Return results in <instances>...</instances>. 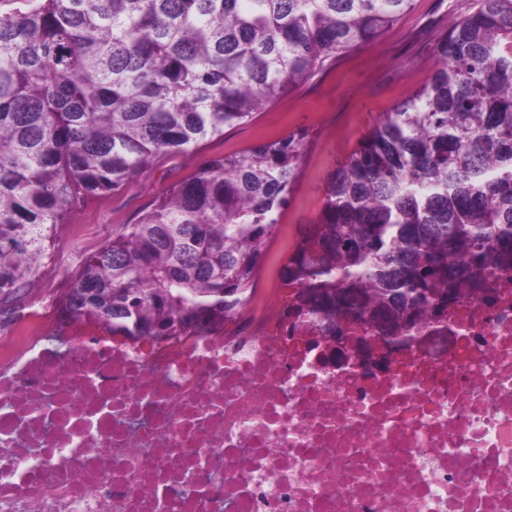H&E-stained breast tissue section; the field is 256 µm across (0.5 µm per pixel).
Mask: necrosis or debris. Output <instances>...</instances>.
I'll use <instances>...</instances> for the list:
<instances>
[{
    "label": "necrosis or debris",
    "mask_w": 512,
    "mask_h": 512,
    "mask_svg": "<svg viewBox=\"0 0 512 512\" xmlns=\"http://www.w3.org/2000/svg\"><path fill=\"white\" fill-rule=\"evenodd\" d=\"M269 287L204 336L36 304L0 336V512H512V271L364 367Z\"/></svg>",
    "instance_id": "obj_1"
}]
</instances>
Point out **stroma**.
Segmentation results:
<instances>
[{
	"mask_svg": "<svg viewBox=\"0 0 512 512\" xmlns=\"http://www.w3.org/2000/svg\"><path fill=\"white\" fill-rule=\"evenodd\" d=\"M476 6V0H416L413 10L390 29L313 72L249 123L225 127L222 137L204 142L194 154L158 155L119 191L86 202L69 223L57 228L39 284L27 303L56 298L69 288L72 273L85 257L121 227L134 223L156 197L210 157L304 129L310 142L301 181L282 214L283 223L302 231L319 215L324 182L333 166L352 152L383 112L428 80L449 21Z\"/></svg>",
	"mask_w": 512,
	"mask_h": 512,
	"instance_id": "35a3bbf8",
	"label": "stroma"
}]
</instances>
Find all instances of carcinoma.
<instances>
[{"mask_svg": "<svg viewBox=\"0 0 512 512\" xmlns=\"http://www.w3.org/2000/svg\"><path fill=\"white\" fill-rule=\"evenodd\" d=\"M415 0H34L0 13V329L58 225L162 153L248 123ZM430 78L328 175L282 266L296 319L404 342L512 268V0L450 22ZM299 130L215 156L76 269L59 310L119 336L234 319L300 178ZM94 288L89 299L82 289Z\"/></svg>", "mask_w": 512, "mask_h": 512, "instance_id": "carcinoma-1", "label": "carcinoma"}]
</instances>
